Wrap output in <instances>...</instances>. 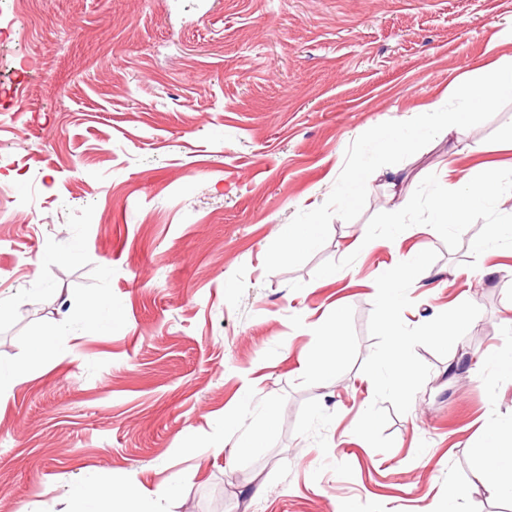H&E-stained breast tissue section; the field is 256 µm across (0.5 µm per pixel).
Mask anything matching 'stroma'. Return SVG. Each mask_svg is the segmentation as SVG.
<instances>
[{
	"label": "stroma",
	"mask_w": 512,
	"mask_h": 512,
	"mask_svg": "<svg viewBox=\"0 0 512 512\" xmlns=\"http://www.w3.org/2000/svg\"><path fill=\"white\" fill-rule=\"evenodd\" d=\"M506 55L512 0H0V512L132 476L148 512H444L452 484L512 512L474 477L512 440V213L430 210L489 170L512 190V96L470 113V153L426 119ZM393 332L413 372L378 388Z\"/></svg>",
	"instance_id": "stroma-1"
}]
</instances>
